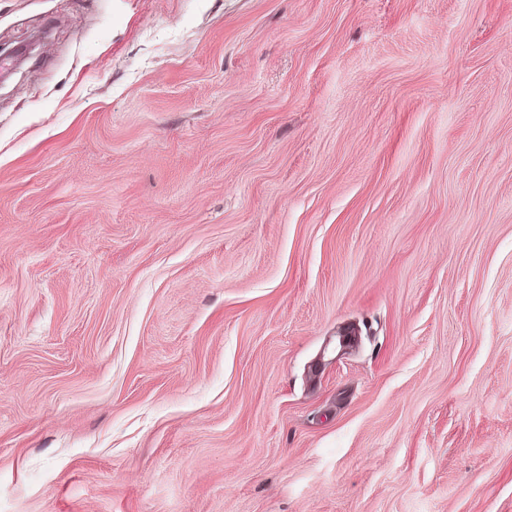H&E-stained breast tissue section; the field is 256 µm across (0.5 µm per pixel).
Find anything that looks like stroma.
<instances>
[{"mask_svg":"<svg viewBox=\"0 0 512 512\" xmlns=\"http://www.w3.org/2000/svg\"><path fill=\"white\" fill-rule=\"evenodd\" d=\"M0 512H512V0H0Z\"/></svg>","mask_w":512,"mask_h":512,"instance_id":"obj_1","label":"stroma"}]
</instances>
